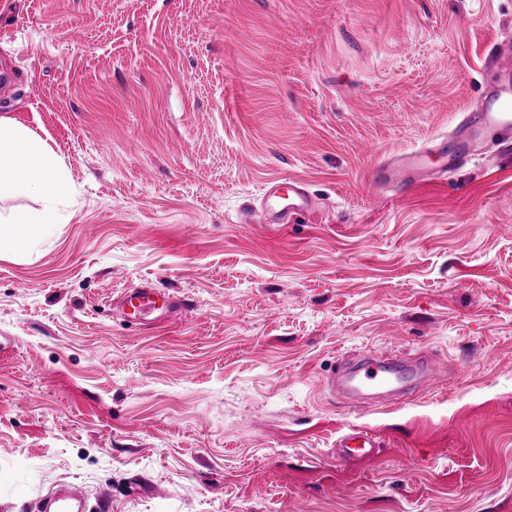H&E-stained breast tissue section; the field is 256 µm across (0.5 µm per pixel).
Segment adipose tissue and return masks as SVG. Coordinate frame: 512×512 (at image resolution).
I'll use <instances>...</instances> for the list:
<instances>
[{
	"label": "adipose tissue",
	"instance_id": "obj_1",
	"mask_svg": "<svg viewBox=\"0 0 512 512\" xmlns=\"http://www.w3.org/2000/svg\"><path fill=\"white\" fill-rule=\"evenodd\" d=\"M36 197L39 207L0 215V250L33 248L62 220L68 173L46 142L23 124L0 129V195Z\"/></svg>",
	"mask_w": 512,
	"mask_h": 512
}]
</instances>
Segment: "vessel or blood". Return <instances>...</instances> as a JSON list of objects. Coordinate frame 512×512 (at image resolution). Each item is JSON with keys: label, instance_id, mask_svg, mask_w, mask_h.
I'll return each mask as SVG.
<instances>
[{"label": "vessel or blood", "instance_id": "obj_1", "mask_svg": "<svg viewBox=\"0 0 512 512\" xmlns=\"http://www.w3.org/2000/svg\"><path fill=\"white\" fill-rule=\"evenodd\" d=\"M467 130L490 134L506 142L512 141V87L504 84L495 94L483 96L481 109L470 116ZM431 170L428 152L411 150L395 156L384 167L383 173L387 182L409 185L415 176L430 173ZM264 197L266 204L262 216L267 223H288L294 215L307 211L312 205L307 191L299 185L285 189L281 184H272L267 187ZM113 305L120 312L129 313L133 319L150 317L158 324L170 321L176 312L185 307L183 300L150 284L121 293ZM328 381L342 397L362 402L369 399L370 391L374 388L403 392L413 384L426 387L437 383L438 372L427 361L381 355L369 349L358 361L338 362ZM376 455V441L365 430H350L336 442V460L343 465L367 462ZM82 499L83 493L78 487L63 484L48 496L43 512H72L75 504Z\"/></svg>", "mask_w": 512, "mask_h": 512}]
</instances>
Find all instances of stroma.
<instances>
[{
  "instance_id": "obj_1",
  "label": "stroma",
  "mask_w": 512,
  "mask_h": 512,
  "mask_svg": "<svg viewBox=\"0 0 512 512\" xmlns=\"http://www.w3.org/2000/svg\"><path fill=\"white\" fill-rule=\"evenodd\" d=\"M512 0H0V124L74 201L0 252V512L54 486L112 512H512V142L457 148ZM314 205L257 216L273 181ZM184 300L131 327L112 299ZM432 358L455 388L333 397L337 359ZM373 434L343 466L336 440ZM432 170L428 152L411 150L395 156L383 168V173L387 182L411 185L415 182V175L429 174ZM375 438L366 430L351 429L336 441V461L343 465L367 462L376 457Z\"/></svg>"
}]
</instances>
